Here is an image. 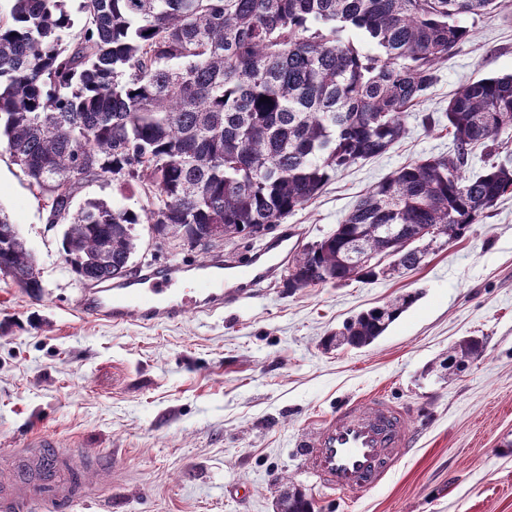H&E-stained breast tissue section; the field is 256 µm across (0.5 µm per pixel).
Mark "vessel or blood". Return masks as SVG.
I'll use <instances>...</instances> for the list:
<instances>
[{"label": "vessel or blood", "mask_w": 512, "mask_h": 512, "mask_svg": "<svg viewBox=\"0 0 512 512\" xmlns=\"http://www.w3.org/2000/svg\"><path fill=\"white\" fill-rule=\"evenodd\" d=\"M288 236L271 238L245 262L215 257L196 264L193 272L179 265L147 267L135 277L82 293L76 310L112 323L155 325L181 320L188 310L213 312L256 296L286 266L291 251ZM194 276V294L180 290ZM412 444L408 414L376 397L352 400L336 414L322 418L297 443L299 455L320 485L339 493L383 485L399 458ZM37 462L28 479L0 495V512H32L48 501H74L86 485L71 449L53 447L51 440L30 443Z\"/></svg>", "instance_id": "vessel-or-blood-1"}]
</instances>
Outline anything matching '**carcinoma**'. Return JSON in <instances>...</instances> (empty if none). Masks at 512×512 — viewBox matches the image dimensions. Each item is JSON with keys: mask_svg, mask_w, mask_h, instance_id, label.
Segmentation results:
<instances>
[{"mask_svg": "<svg viewBox=\"0 0 512 512\" xmlns=\"http://www.w3.org/2000/svg\"><path fill=\"white\" fill-rule=\"evenodd\" d=\"M498 0H13L0 18V147L29 177L46 223L63 227L62 258L75 279L127 278L136 226L207 254L212 226L256 236L307 207L337 171L385 154L408 132V111L436 82L437 65L469 36L463 16ZM267 97L262 102L260 98ZM447 121L453 148L410 162L361 196L336 229L288 261L290 292L387 272L353 260L443 228L465 236L512 194V163L493 157L512 130V74L462 87ZM483 171L468 174L475 148ZM105 181L142 188L139 210L90 199ZM440 244V245H442ZM404 248L396 269L416 270L440 248ZM0 275L30 296L40 273L16 224L0 210ZM417 300L406 292L366 309L324 339L368 346ZM486 342L467 337L441 368L458 371ZM281 512H314L288 491Z\"/></svg>", "mask_w": 512, "mask_h": 512, "instance_id": "cac0c4a2", "label": "carcinoma"}]
</instances>
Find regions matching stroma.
Listing matches in <instances>:
<instances>
[{
  "label": "stroma",
  "mask_w": 512,
  "mask_h": 512,
  "mask_svg": "<svg viewBox=\"0 0 512 512\" xmlns=\"http://www.w3.org/2000/svg\"><path fill=\"white\" fill-rule=\"evenodd\" d=\"M467 42L437 67L408 133L354 164L277 232L302 243L332 232L357 200L397 168L448 153L443 113L463 85L512 72V0L474 20ZM0 208L33 254L43 293L0 277V471L47 435L92 461L86 479L112 482L53 512H274L295 487L319 512H512V196L419 269L371 283L288 293L279 283L241 306L188 312L151 327L74 313L80 283L64 264L28 180L0 148ZM136 268L193 264L200 250L137 227ZM419 298L372 344L327 348L324 336L402 293ZM464 336L486 339L463 370L439 364ZM382 394L410 413L413 444L388 482L345 494L322 489L302 465L298 437L350 398Z\"/></svg>",
  "instance_id": "obj_1"
}]
</instances>
